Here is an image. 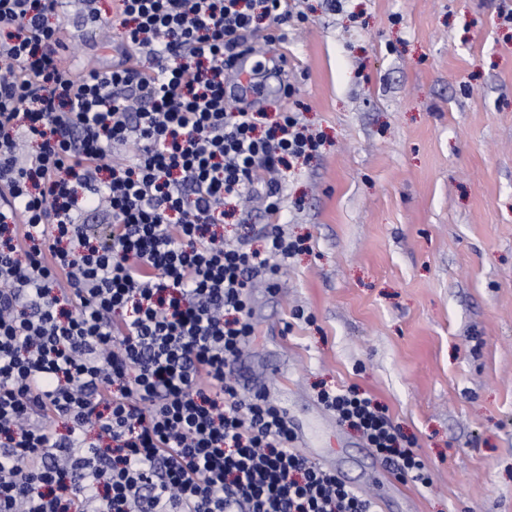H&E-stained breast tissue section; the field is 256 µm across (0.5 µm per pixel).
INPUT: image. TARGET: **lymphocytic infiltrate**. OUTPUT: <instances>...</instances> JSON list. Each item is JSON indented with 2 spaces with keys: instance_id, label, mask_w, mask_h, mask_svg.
<instances>
[{
  "instance_id": "1",
  "label": "lymphocytic infiltrate",
  "mask_w": 512,
  "mask_h": 512,
  "mask_svg": "<svg viewBox=\"0 0 512 512\" xmlns=\"http://www.w3.org/2000/svg\"><path fill=\"white\" fill-rule=\"evenodd\" d=\"M62 0H0V512H373L240 392L250 296L299 249L279 222L299 112L234 106L224 73L291 0H117L125 52L75 75ZM260 197L262 248L225 241ZM101 214L102 237L81 215ZM318 399L400 480L422 459L358 388Z\"/></svg>"
}]
</instances>
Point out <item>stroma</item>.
<instances>
[{
  "mask_svg": "<svg viewBox=\"0 0 512 512\" xmlns=\"http://www.w3.org/2000/svg\"><path fill=\"white\" fill-rule=\"evenodd\" d=\"M93 6L110 21V0L62 15L78 75L119 58L120 27L80 29ZM301 8L285 52L254 57L247 103H302L323 144L292 165L281 221L304 249L254 289L244 365L309 429L302 454L329 456L385 512H512V0ZM266 222L236 209L224 237L259 247ZM324 387L384 406L428 486L385 479Z\"/></svg>",
  "mask_w": 512,
  "mask_h": 512,
  "instance_id": "obj_1",
  "label": "stroma"
}]
</instances>
